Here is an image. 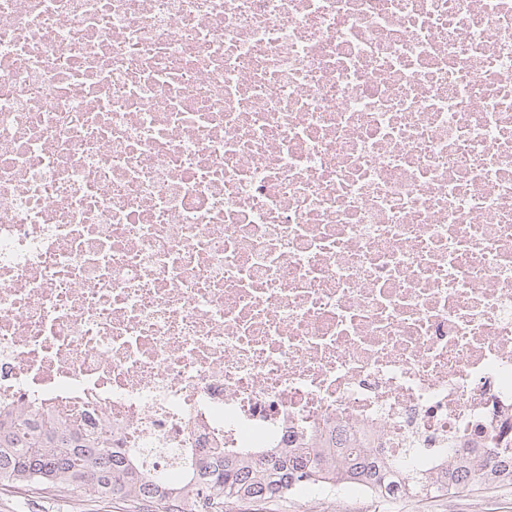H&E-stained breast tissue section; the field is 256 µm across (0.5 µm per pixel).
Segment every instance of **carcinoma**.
Returning <instances> with one entry per match:
<instances>
[{
	"mask_svg": "<svg viewBox=\"0 0 512 512\" xmlns=\"http://www.w3.org/2000/svg\"><path fill=\"white\" fill-rule=\"evenodd\" d=\"M400 464L364 451L347 454L346 463L286 448H259L253 455L214 457L190 448L177 461L170 480L146 471L144 453L116 449L104 441L48 430L34 434L25 422L0 418V490L25 488L61 499L84 489L87 499L120 498L130 507L153 512H224L226 502H279L317 482L332 488L365 487L382 499L418 494V476L399 478ZM512 485V455L492 451L479 460L461 458L446 474L440 494L485 483L486 472Z\"/></svg>",
	"mask_w": 512,
	"mask_h": 512,
	"instance_id": "obj_1",
	"label": "carcinoma"
}]
</instances>
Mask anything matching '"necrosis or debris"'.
I'll use <instances>...</instances> for the list:
<instances>
[{
    "instance_id": "necrosis-or-debris-1",
    "label": "necrosis or debris",
    "mask_w": 512,
    "mask_h": 512,
    "mask_svg": "<svg viewBox=\"0 0 512 512\" xmlns=\"http://www.w3.org/2000/svg\"><path fill=\"white\" fill-rule=\"evenodd\" d=\"M4 411L511 452L512 0H0Z\"/></svg>"
}]
</instances>
